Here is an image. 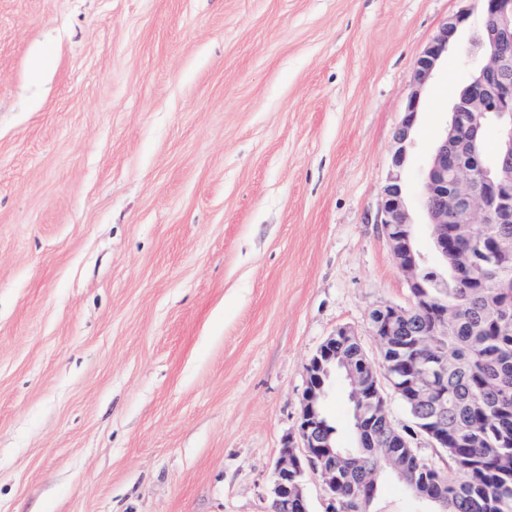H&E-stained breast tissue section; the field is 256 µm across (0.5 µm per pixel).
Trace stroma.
Segmentation results:
<instances>
[{
    "label": "stroma",
    "instance_id": "obj_1",
    "mask_svg": "<svg viewBox=\"0 0 512 512\" xmlns=\"http://www.w3.org/2000/svg\"><path fill=\"white\" fill-rule=\"evenodd\" d=\"M465 0H0V512H269L336 327L409 305L376 220ZM421 96L423 177L473 66ZM372 512H430L385 478Z\"/></svg>",
    "mask_w": 512,
    "mask_h": 512
}]
</instances>
